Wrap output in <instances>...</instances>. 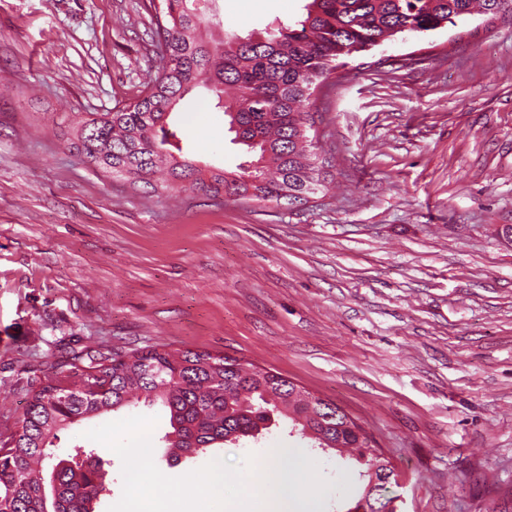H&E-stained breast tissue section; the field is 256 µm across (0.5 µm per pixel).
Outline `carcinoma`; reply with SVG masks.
I'll use <instances>...</instances> for the list:
<instances>
[{
	"instance_id": "carcinoma-1",
	"label": "carcinoma",
	"mask_w": 512,
	"mask_h": 512,
	"mask_svg": "<svg viewBox=\"0 0 512 512\" xmlns=\"http://www.w3.org/2000/svg\"><path fill=\"white\" fill-rule=\"evenodd\" d=\"M511 8L512 0H304L293 23L238 44L236 34L218 31L200 0H160L152 34L162 65L144 94L115 112L65 114L57 126L68 149L134 189L163 172L168 189L301 204L328 176L313 160L310 110L340 58L397 36L409 18L427 35ZM198 87L216 96L232 142L243 148L246 160L235 172L198 166L168 122ZM141 403L167 409L165 439L176 461L256 439L282 418L312 447L347 453L363 466L362 492L344 512L393 501L387 493L397 483L395 467L363 428L280 374L208 351L121 355L98 346L72 354L47 381H30L17 430L0 444V512H97L106 486L94 450L76 447L46 476L42 463L58 432Z\"/></svg>"
}]
</instances>
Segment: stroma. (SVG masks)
Masks as SVG:
<instances>
[{
	"label": "stroma",
	"instance_id": "stroma-1",
	"mask_svg": "<svg viewBox=\"0 0 512 512\" xmlns=\"http://www.w3.org/2000/svg\"><path fill=\"white\" fill-rule=\"evenodd\" d=\"M302 0H216L247 36ZM150 0H0V441L28 381L104 346L209 351L335 403L398 473L399 512H502L512 490V14L346 57L317 90L326 190L308 203L170 196L70 152L65 112L133 102L160 66ZM172 123L190 158L243 159L199 89ZM158 469L307 450L287 423ZM322 512L357 496L356 463L316 458Z\"/></svg>",
	"mask_w": 512,
	"mask_h": 512
}]
</instances>
